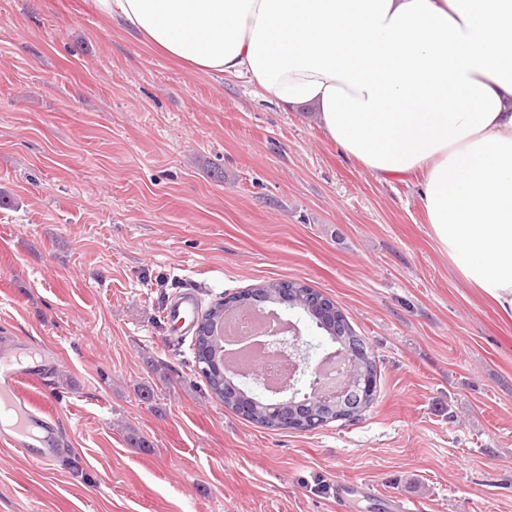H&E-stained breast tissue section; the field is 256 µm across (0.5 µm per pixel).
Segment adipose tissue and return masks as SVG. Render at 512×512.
<instances>
[{
  "mask_svg": "<svg viewBox=\"0 0 512 512\" xmlns=\"http://www.w3.org/2000/svg\"><path fill=\"white\" fill-rule=\"evenodd\" d=\"M201 73L313 109L380 183L418 177L456 274L512 317V0H92Z\"/></svg>",
  "mask_w": 512,
  "mask_h": 512,
  "instance_id": "1",
  "label": "adipose tissue"
}]
</instances>
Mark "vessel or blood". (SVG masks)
Listing matches in <instances>:
<instances>
[{
	"mask_svg": "<svg viewBox=\"0 0 512 512\" xmlns=\"http://www.w3.org/2000/svg\"><path fill=\"white\" fill-rule=\"evenodd\" d=\"M197 300L193 293L177 297L165 311L169 326L184 330L194 321ZM54 357L32 355L19 341L0 344V446L15 449L33 463L54 458L59 453L54 414L35 406L28 387H41Z\"/></svg>",
	"mask_w": 512,
	"mask_h": 512,
	"instance_id": "vessel-or-blood-1",
	"label": "vessel or blood"
}]
</instances>
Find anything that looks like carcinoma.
Listing matches in <instances>:
<instances>
[{"mask_svg":"<svg viewBox=\"0 0 512 512\" xmlns=\"http://www.w3.org/2000/svg\"><path fill=\"white\" fill-rule=\"evenodd\" d=\"M272 302L302 309L332 343L351 351L356 374L367 371L377 375L374 357L364 340L356 335L343 311L328 297L300 281H269L257 288L226 296L201 315V323L207 329L227 313L248 311L256 303L263 306ZM214 357L221 358L216 345L206 341L202 333L194 336V366L198 375L205 379L210 394L224 403L225 408L251 423L272 430L310 431L332 422L336 417L334 405L312 407L315 396L306 389L296 394L288 408L275 407L225 377L224 370L210 367Z\"/></svg>","mask_w":512,"mask_h":512,"instance_id":"carcinoma-1","label":"carcinoma"}]
</instances>
